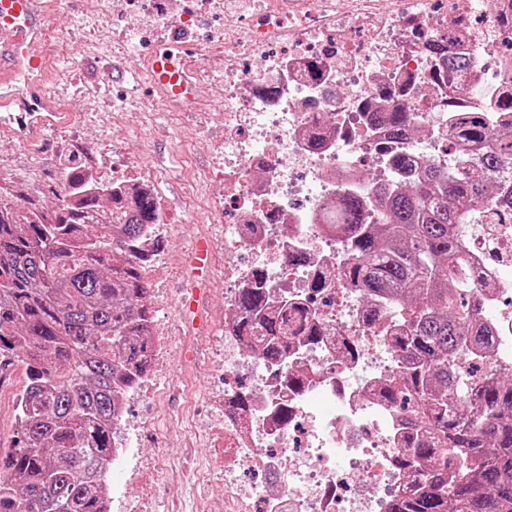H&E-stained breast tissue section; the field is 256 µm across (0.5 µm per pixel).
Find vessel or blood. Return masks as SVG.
I'll return each instance as SVG.
<instances>
[{"label": "vessel or blood", "mask_w": 512, "mask_h": 512, "mask_svg": "<svg viewBox=\"0 0 512 512\" xmlns=\"http://www.w3.org/2000/svg\"><path fill=\"white\" fill-rule=\"evenodd\" d=\"M53 10L50 0H0V134L22 148L72 119L46 90L42 50ZM142 77L175 110L194 102L196 71L186 60L153 51Z\"/></svg>", "instance_id": "b4317fda"}]
</instances>
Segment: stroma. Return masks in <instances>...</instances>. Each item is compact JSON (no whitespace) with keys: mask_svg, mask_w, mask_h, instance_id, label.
Returning a JSON list of instances; mask_svg holds the SVG:
<instances>
[{"mask_svg":"<svg viewBox=\"0 0 512 512\" xmlns=\"http://www.w3.org/2000/svg\"><path fill=\"white\" fill-rule=\"evenodd\" d=\"M81 0H59L54 10L61 18L46 38V51L51 58L70 55L74 63L62 70V86L66 92L60 102L65 110L80 115L88 106L108 113L125 101H148L142 112L122 115L115 130L128 151L139 156L140 164L160 169L165 174L167 216L177 226L175 239L168 241L163 258L169 269L165 279L167 303L155 308L153 316L162 325L173 366L162 380L155 398L131 403L132 416L151 420L149 434L139 442L140 451L153 457H175L186 471L208 465H224V453L209 440L193 438L191 424H210L215 382L208 344L189 342L181 327V296L185 287L178 270L187 264V250L194 239L217 237L223 225L212 223L204 200L187 203L184 191L199 170L209 168V139L204 127L193 115L181 116L169 111L161 100L151 99L140 80L106 82L101 68L103 58L112 52L115 30L111 21L93 14H82ZM99 131L87 127L79 142L68 150H60L53 138L37 149L12 146L0 160V200L18 208H39L45 211L62 204L64 193L59 181L63 166L85 164L88 153L98 150ZM41 160L45 170L42 182L30 178L34 160ZM22 366H15L12 377L0 387V448L13 445L20 432L15 417L13 398L24 387ZM166 482H159L152 502V512H195L196 501L213 502L222 495L220 488L205 483L188 487L181 500H174L166 491Z\"/></svg>","mask_w":512,"mask_h":512,"instance_id":"35a3bbf8","label":"stroma"}]
</instances>
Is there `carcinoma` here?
<instances>
[{
    "mask_svg": "<svg viewBox=\"0 0 512 512\" xmlns=\"http://www.w3.org/2000/svg\"><path fill=\"white\" fill-rule=\"evenodd\" d=\"M431 49L439 76L458 87L470 61L438 42ZM384 119L407 135V113ZM451 136L467 154L448 167L395 155L392 168L412 186L372 201L344 197L323 214L346 242L344 280L387 303L385 333L404 366L384 397L417 406L401 458L416 468V489L389 512H512V378L475 381L457 367L463 353L493 355L496 338L474 297L478 269L454 231L483 219L492 186L512 206V126L493 132L473 116ZM156 218L148 194L113 213L112 226L94 192L52 213L0 200V354L26 375L19 436L0 448V512H103L99 476L118 393L151 363L148 259L137 248ZM236 308V333L273 365L287 357L288 337L320 336L296 304L272 309L261 273Z\"/></svg>",
    "mask_w": 512,
    "mask_h": 512,
    "instance_id": "carcinoma-1",
    "label": "carcinoma"
}]
</instances>
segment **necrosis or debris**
Listing matches in <instances>:
<instances>
[{"label":"necrosis or debris","mask_w":512,"mask_h":512,"mask_svg":"<svg viewBox=\"0 0 512 512\" xmlns=\"http://www.w3.org/2000/svg\"><path fill=\"white\" fill-rule=\"evenodd\" d=\"M89 2L103 17L155 18L163 39L186 45L200 62L197 87L224 92L205 180L214 211L233 212L229 234L217 240L225 304L260 269L273 299L298 303L320 331L315 344H291L281 367L248 355L232 329L216 342L224 468L195 476L220 485L223 496L221 507L199 512H387L415 481L398 464L407 410L381 396L403 361L385 339V322L363 323V299L342 278L344 243L324 233L322 215L335 199L369 198L393 181L390 154L443 165L465 154L448 135L465 113H482L493 130L512 121L497 109L498 96L512 89V27L486 14L483 0ZM204 12L215 24L200 25ZM437 38L469 58V91L451 94L437 80L426 49ZM313 62L322 70L317 81ZM386 102L407 112V137L391 138L376 124ZM317 128L327 134L321 147L310 137ZM364 159L372 176L361 173ZM112 187L119 206L132 208L149 193L165 207L155 168L130 163ZM456 232L481 272L486 319L512 348V216ZM296 253L305 263L290 264ZM320 275L327 286L317 292L311 284ZM242 375L253 378L249 390L233 384ZM148 427L124 411L112 423V454L101 469L112 482L109 512H151V479L176 466L135 447ZM130 482L141 484L139 499L127 495Z\"/></svg>","instance_id":"necrosis-or-debris-1"}]
</instances>
